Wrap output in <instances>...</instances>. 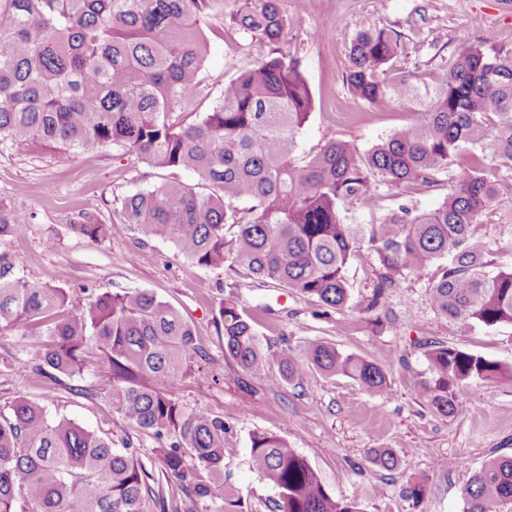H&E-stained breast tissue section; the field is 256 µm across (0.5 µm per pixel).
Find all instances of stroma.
<instances>
[{
    "label": "stroma",
    "instance_id": "stroma-1",
    "mask_svg": "<svg viewBox=\"0 0 512 512\" xmlns=\"http://www.w3.org/2000/svg\"><path fill=\"white\" fill-rule=\"evenodd\" d=\"M292 23L291 51L311 88L315 109L301 131L302 154L317 153L328 134L369 149L392 130L411 121L408 108L378 111L354 98L344 74L355 34L384 26L399 32L417 51L402 55L400 69L428 77L448 71L459 34L488 49L512 52V0H280ZM222 14L201 16L207 43L200 96L185 105L182 116L195 120L218 100L225 82L238 68L263 53L245 33H227ZM192 173L153 169L134 162L123 150L98 153L61 152L38 142L0 147V200L25 216V235L8 245L25 279L66 289L75 305L90 291L121 293L145 289L167 301L192 322L200 348L196 369L181 377L171 394L188 407L223 417L232 432L224 450V483L232 512H276L275 489L252 470L249 436L269 431L285 438L319 474L326 490L338 498L359 496L363 512H462L465 481L456 462L478 469L490 456L512 455V383L470 381L458 391V410L443 415L418 396L416 380L427 377V343L449 347L512 365V324L470 329L452 323L432 307L424 284L408 281L388 302L390 321L370 331L364 308L372 293L367 264L348 272L351 298L345 314L323 308L299 294L274 287L265 279H235L225 269L200 268L177 255L173 245L147 239L130 228L92 243L69 226L94 202L99 219L119 220L122 201L131 192ZM484 232L500 267L512 265V188L481 217ZM235 298L251 317L269 357L285 345L307 340L333 342L362 357L384 356L392 383L388 396L370 395L352 379L309 371L299 384L282 381L277 366L265 376L250 377L224 356V338L214 318L223 299ZM35 334L0 328V413L25 397L50 415H64L131 448L149 473V488L166 485L153 451L152 434L129 425L113 412L101 391L103 368L89 356L82 392L69 381L37 376L20 368ZM373 448L393 449L397 470L368 460ZM424 481L420 502L408 499L407 479Z\"/></svg>",
    "mask_w": 512,
    "mask_h": 512
}]
</instances>
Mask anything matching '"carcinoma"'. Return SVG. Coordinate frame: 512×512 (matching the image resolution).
Segmentation results:
<instances>
[{
    "label": "carcinoma",
    "instance_id": "obj_1",
    "mask_svg": "<svg viewBox=\"0 0 512 512\" xmlns=\"http://www.w3.org/2000/svg\"><path fill=\"white\" fill-rule=\"evenodd\" d=\"M219 9L221 0H8L0 14V144L40 140L79 153L115 146L151 168L197 177L132 192L112 224L86 207L71 230L98 243L129 226L170 242L192 265L269 279L338 313L350 300L349 267L364 261L372 279L367 321L380 330L388 298L434 265L424 286L440 315L468 328L512 324V267H496L480 221L512 184V53L463 39L449 70L428 82L396 69L401 35L357 32L349 89L376 110L407 105L413 119L367 150L330 135L308 157L298 138L314 97L288 51L290 22L279 0H244L224 17L225 28L251 34L267 51L225 82L194 122L175 116L203 81L197 19ZM442 176L448 193L433 210L401 203L377 224L343 222V212L383 188L403 196ZM25 229L26 218L0 202V327L43 337L21 368L77 380L95 351L108 370L103 391L112 409L164 440L155 450L164 476L192 503L223 496L224 419L169 394L199 353L193 327L146 290L94 291L77 308L66 290L28 282L8 250ZM218 314L224 356L263 376L270 359L251 320L230 299ZM426 357L430 376L415 389L444 415L457 410L462 383L512 381V367L441 343ZM276 363L289 383L314 369L351 378L369 394L391 392L383 358L329 342L287 345ZM250 442L252 468L276 490L278 512H362L357 497L329 495L284 438L254 432ZM369 461L389 471L398 465L390 448L371 449ZM466 473L463 512H512V457ZM147 476L130 448L26 398L0 415V512H15L20 496L32 512H145Z\"/></svg>",
    "mask_w": 512,
    "mask_h": 512
}]
</instances>
